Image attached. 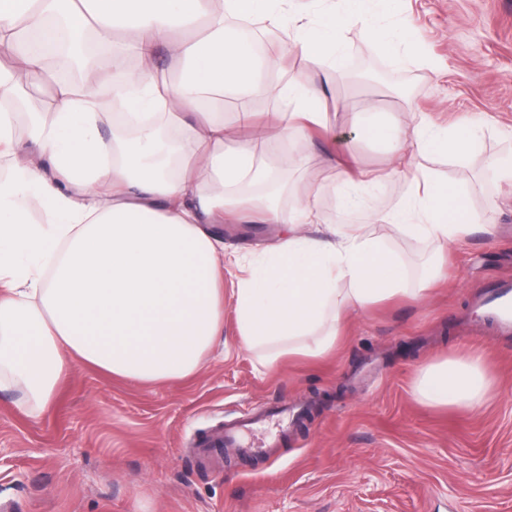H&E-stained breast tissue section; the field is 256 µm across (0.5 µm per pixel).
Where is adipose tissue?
<instances>
[{
    "mask_svg": "<svg viewBox=\"0 0 512 512\" xmlns=\"http://www.w3.org/2000/svg\"><path fill=\"white\" fill-rule=\"evenodd\" d=\"M357 0L309 13L299 0H0V390L21 392L32 416L46 411L75 364L143 384L185 379L201 368L224 335V277L232 275L239 338L263 349L267 368L297 356L332 349L347 313L404 294L405 271L384 242L402 234L438 247L435 278H442L448 249L481 224L465 194L437 181L422 157L460 159L480 143L485 127L473 121L436 127L422 112L367 125L368 138L389 145L390 175L407 190L377 216L381 234L331 224L327 235H308L323 222L318 194L292 207L247 197L243 186L271 180L257 150L295 141L308 151L306 130L332 135L326 93L308 78L347 63L344 31L358 25L392 54H414L409 26L383 28ZM61 17L72 35L94 33L112 43L116 29L130 41L103 58L111 70L128 56L151 61L166 47L178 65L176 81L146 69L129 76V112L158 107L179 114L167 151L156 124L139 138L115 133L105 140L100 114L84 89L56 84L47 118L34 122L33 146L22 150L11 113L24 87L42 82L45 43L30 41L47 17ZM203 24L199 36L178 37L187 19ZM261 19L288 33L281 55L257 57L246 33ZM300 56L304 73L269 84L282 54ZM241 102L247 136L228 144L224 92ZM286 101L283 112L257 119L253 99ZM281 224L285 231L269 255L252 262L224 249V225ZM491 390L480 358L451 357L425 368L419 399L471 408Z\"/></svg>",
    "mask_w": 512,
    "mask_h": 512,
    "instance_id": "1",
    "label": "adipose tissue"
}]
</instances>
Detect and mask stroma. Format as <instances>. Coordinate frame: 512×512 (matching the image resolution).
Masks as SVG:
<instances>
[{"instance_id":"35a3bbf8","label":"stroma","mask_w":512,"mask_h":512,"mask_svg":"<svg viewBox=\"0 0 512 512\" xmlns=\"http://www.w3.org/2000/svg\"><path fill=\"white\" fill-rule=\"evenodd\" d=\"M378 25L410 20L422 51L396 58L359 28L345 35L348 76L322 82L331 99L431 114L438 124L483 121L478 149L424 166L497 224L448 256V279L426 299L398 298L350 315L335 350L270 370L241 347L232 295L224 297V346L183 380L140 384L79 364L39 418L0 391V512H512V334L476 317L478 296L512 281V184L485 160L512 153V0H400L374 9ZM387 144L366 139L348 112L307 154L267 153L293 206L322 189V212L339 219L329 156L383 176L354 222L374 232L376 213L406 187L385 178ZM279 224H228L231 249L260 257ZM386 246L408 287L434 270V245L395 235ZM454 355L480 357L493 390L474 412L415 395L420 368ZM279 404L298 420L267 455L201 461L196 438Z\"/></svg>"}]
</instances>
